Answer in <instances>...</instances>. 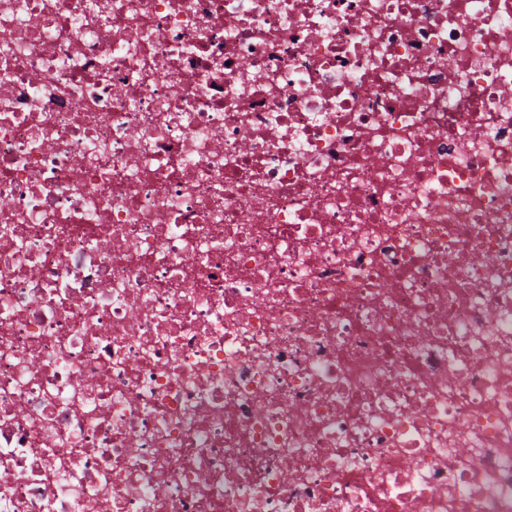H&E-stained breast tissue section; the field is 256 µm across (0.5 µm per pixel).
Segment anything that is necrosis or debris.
Wrapping results in <instances>:
<instances>
[{
    "instance_id": "4bbe7bcc",
    "label": "necrosis or debris",
    "mask_w": 512,
    "mask_h": 512,
    "mask_svg": "<svg viewBox=\"0 0 512 512\" xmlns=\"http://www.w3.org/2000/svg\"><path fill=\"white\" fill-rule=\"evenodd\" d=\"M0 512H512V0H0Z\"/></svg>"
}]
</instances>
